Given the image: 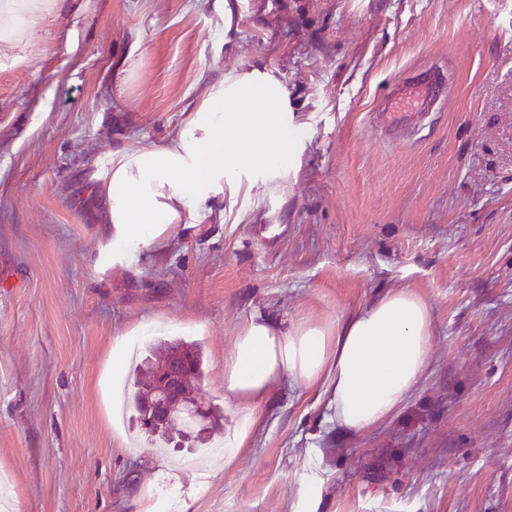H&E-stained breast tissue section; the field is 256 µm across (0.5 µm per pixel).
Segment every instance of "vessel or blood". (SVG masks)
<instances>
[{"instance_id": "vessel-or-blood-1", "label": "vessel or blood", "mask_w": 512, "mask_h": 512, "mask_svg": "<svg viewBox=\"0 0 512 512\" xmlns=\"http://www.w3.org/2000/svg\"><path fill=\"white\" fill-rule=\"evenodd\" d=\"M442 73L427 72L410 80H396L388 85L377 118L383 129L390 130L409 120L429 118L447 96Z\"/></svg>"}]
</instances>
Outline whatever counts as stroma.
Instances as JSON below:
<instances>
[{
	"label": "stroma",
	"mask_w": 512,
	"mask_h": 512,
	"mask_svg": "<svg viewBox=\"0 0 512 512\" xmlns=\"http://www.w3.org/2000/svg\"><path fill=\"white\" fill-rule=\"evenodd\" d=\"M0 35V477L14 512H512V0H38ZM262 64L304 124L297 170L112 265L95 177L174 136L225 74ZM446 66L415 133L375 113ZM391 288L431 307L417 389L346 434L322 388L280 384L247 445L224 357L258 313L331 323ZM198 345L221 428L195 468L135 420L126 335Z\"/></svg>",
	"instance_id": "35a3bbf8"
}]
</instances>
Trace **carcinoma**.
Instances as JSON below:
<instances>
[{
	"mask_svg": "<svg viewBox=\"0 0 512 512\" xmlns=\"http://www.w3.org/2000/svg\"><path fill=\"white\" fill-rule=\"evenodd\" d=\"M173 367L183 373V408L199 406L198 394L204 377L200 349L195 344L181 341L164 342L152 349L138 370L137 390L134 395V409L137 413H143L157 397L162 389L165 373ZM220 420L219 412L211 408L205 409L198 417H190L179 408L175 410L173 417L151 424L146 433L170 445L173 436L178 435L185 440L201 426L210 432L219 425Z\"/></svg>",
	"mask_w": 512,
	"mask_h": 512,
	"instance_id": "carcinoma-1",
	"label": "carcinoma"
}]
</instances>
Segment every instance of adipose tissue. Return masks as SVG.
Instances as JSON below:
<instances>
[{
	"instance_id": "obj_1",
	"label": "adipose tissue",
	"mask_w": 512,
	"mask_h": 512,
	"mask_svg": "<svg viewBox=\"0 0 512 512\" xmlns=\"http://www.w3.org/2000/svg\"><path fill=\"white\" fill-rule=\"evenodd\" d=\"M302 128L287 86L257 65L213 85L175 137L112 156L96 181L113 265H130L225 194L295 169ZM432 336L431 308L409 288L390 289L331 324L250 317L224 359V398L240 407L224 434L225 458L248 442L252 405L284 380L323 386L328 418L346 432L377 427L420 383Z\"/></svg>"
}]
</instances>
